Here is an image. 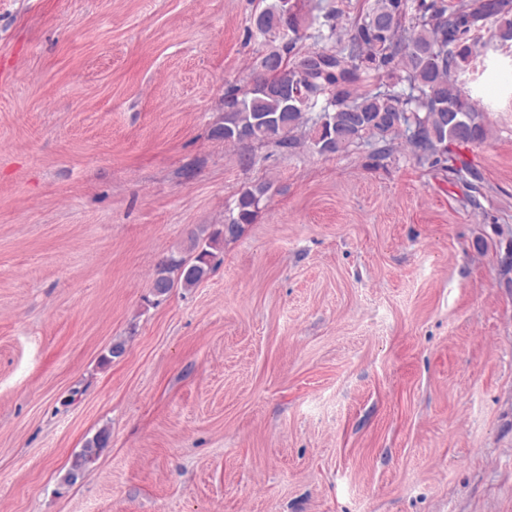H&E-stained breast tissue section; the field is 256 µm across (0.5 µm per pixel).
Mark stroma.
Returning <instances> with one entry per match:
<instances>
[{
  "label": "stroma",
  "instance_id": "obj_1",
  "mask_svg": "<svg viewBox=\"0 0 512 512\" xmlns=\"http://www.w3.org/2000/svg\"><path fill=\"white\" fill-rule=\"evenodd\" d=\"M271 2L0 0V512H512V49L459 77L472 174L229 147ZM303 2L302 53L375 0ZM268 188L257 185L242 190L236 200L232 216L222 224V228L191 235L188 252L190 256L180 259H167L159 263L151 286L154 296H164L172 288L180 285L182 288H193L207 275L211 250L217 249L226 237H236L242 230V224L254 222L259 212ZM235 211V214H234ZM110 438V432L104 428L87 440L81 451L75 455L70 469L63 478L64 483L74 484L88 465L93 463L108 446Z\"/></svg>",
  "mask_w": 512,
  "mask_h": 512
}]
</instances>
